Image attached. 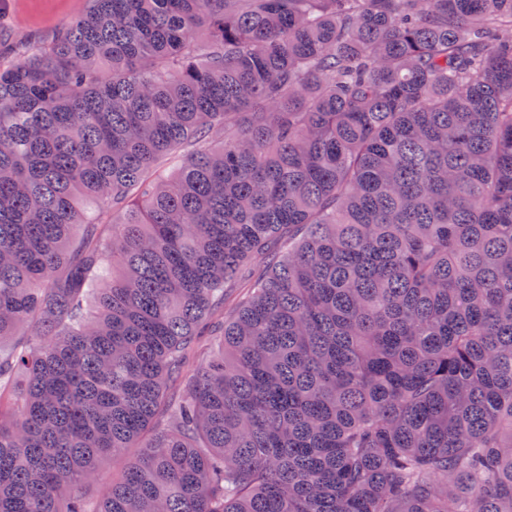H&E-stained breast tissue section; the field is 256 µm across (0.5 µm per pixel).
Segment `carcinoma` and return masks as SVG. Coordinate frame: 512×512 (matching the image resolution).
<instances>
[{"label": "carcinoma", "mask_w": 512, "mask_h": 512, "mask_svg": "<svg viewBox=\"0 0 512 512\" xmlns=\"http://www.w3.org/2000/svg\"><path fill=\"white\" fill-rule=\"evenodd\" d=\"M0 512H512V0H89L1 63Z\"/></svg>", "instance_id": "carcinoma-1"}]
</instances>
